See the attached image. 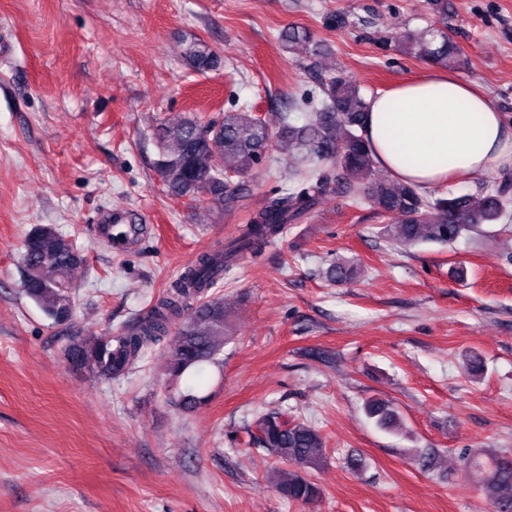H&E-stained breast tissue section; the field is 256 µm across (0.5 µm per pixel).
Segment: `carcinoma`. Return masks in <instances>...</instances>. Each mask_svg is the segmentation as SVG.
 <instances>
[{
  "instance_id": "obj_1",
  "label": "carcinoma",
  "mask_w": 512,
  "mask_h": 512,
  "mask_svg": "<svg viewBox=\"0 0 512 512\" xmlns=\"http://www.w3.org/2000/svg\"><path fill=\"white\" fill-rule=\"evenodd\" d=\"M282 46L292 50L310 41L307 29L290 25L280 30ZM385 49L425 57L446 68L461 61L459 47L442 29L421 35L406 31L387 33ZM198 70L218 66L217 53L196 40L184 50ZM321 98L307 103L305 122L296 126L286 112L269 122L256 112H226L219 122L203 123L196 117L177 122L162 120L154 130L158 148L155 169L173 198L198 202L205 213H218L235 195L240 180L260 166L272 150L298 155L288 174L294 186L273 196L254 213L239 234L227 243L200 253L172 291L158 298L134 327L116 335L74 343L68 357L110 377L134 366L159 342H164L165 371L179 408L190 411L207 400L200 394L205 366L219 363L229 339L224 298L211 294L246 251H257L283 236L288 225L300 224L329 191V160L337 171L343 192L369 200L391 219L385 226L397 242L448 244L470 233L484 232L512 207V181L505 178L477 195L433 197L411 183L378 178L373 150L365 134L368 101L360 88L342 72L318 76ZM83 265L71 237L54 224H37L28 233L21 253V288L54 322L73 314V275ZM367 415L389 431L402 422L388 404L370 401ZM240 442L264 448L278 461L291 466L275 468L269 483L285 498L312 504L320 498L318 484L307 473L324 455L326 442L319 430L286 410L261 412L243 428ZM485 494L495 512H512V454L503 452L490 462Z\"/></svg>"
}]
</instances>
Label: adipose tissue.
I'll return each instance as SVG.
<instances>
[{
	"mask_svg": "<svg viewBox=\"0 0 512 512\" xmlns=\"http://www.w3.org/2000/svg\"><path fill=\"white\" fill-rule=\"evenodd\" d=\"M366 134L377 165L423 190L512 168V126L486 93L444 70L370 98Z\"/></svg>",
	"mask_w": 512,
	"mask_h": 512,
	"instance_id": "obj_1",
	"label": "adipose tissue"
}]
</instances>
